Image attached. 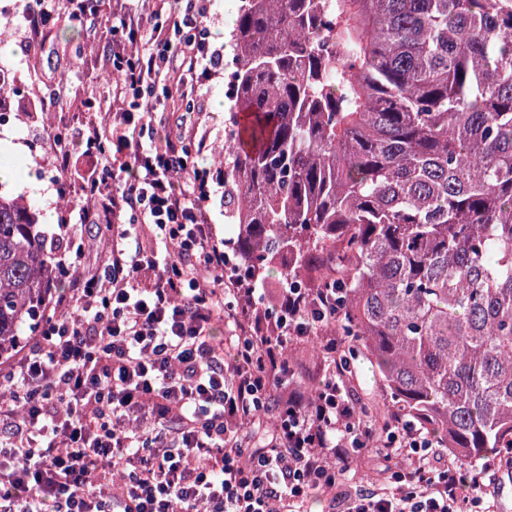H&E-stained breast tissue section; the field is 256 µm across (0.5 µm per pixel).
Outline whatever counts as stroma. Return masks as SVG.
<instances>
[{
  "label": "stroma",
  "instance_id": "obj_1",
  "mask_svg": "<svg viewBox=\"0 0 512 512\" xmlns=\"http://www.w3.org/2000/svg\"><path fill=\"white\" fill-rule=\"evenodd\" d=\"M114 6L115 0H105L101 20L73 30L68 27L67 9H60L44 37L26 47L22 44L26 31L21 24L24 0H0V28H7L6 38L13 45L12 56L0 63L10 69L18 87L17 94L0 104V111L15 115L10 129L22 146L17 155L19 165L36 172L46 182L39 208L58 215L63 209L58 205L56 187L50 182L55 173L53 144L44 138L45 111L34 92L39 89L52 95L56 122L67 126L72 135L85 129L91 118V113L85 110V100L94 101L100 113L116 110L113 83L107 78L112 67V32L108 20ZM223 96L224 73L219 70L203 88L204 116L197 129L212 145L224 141L226 114L217 104ZM346 386L356 407L378 406L389 410L390 405L382 396L381 375L367 354H357L354 373L347 378ZM398 466L394 458L388 460L371 452L359 454L337 482L335 495H314L304 508L306 512H344L346 496L364 488L387 487L389 471Z\"/></svg>",
  "mask_w": 512,
  "mask_h": 512
}]
</instances>
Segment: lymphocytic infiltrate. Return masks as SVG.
Returning a JSON list of instances; mask_svg holds the SVG:
<instances>
[{
    "instance_id": "lymphocytic-infiltrate-1",
    "label": "lymphocytic infiltrate",
    "mask_w": 512,
    "mask_h": 512,
    "mask_svg": "<svg viewBox=\"0 0 512 512\" xmlns=\"http://www.w3.org/2000/svg\"><path fill=\"white\" fill-rule=\"evenodd\" d=\"M154 0L145 27L112 16V64L124 71L111 122L89 123L78 144L92 160L63 197H89L69 240L105 227L97 269L68 292L48 290L40 331L0 367V512H300L310 491H334L352 459L380 449L403 457L389 488L363 490L345 512H491L480 495L491 463L463 475L421 424L393 417L376 441L347 390L332 288L246 287L205 209L221 172L199 165L206 138L186 135L218 65L211 0ZM179 66L184 105L156 137L147 101ZM234 330L214 344L216 317ZM318 338L314 390L285 383L289 346ZM275 412L269 447L243 431Z\"/></svg>"
}]
</instances>
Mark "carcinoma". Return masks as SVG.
I'll return each mask as SVG.
<instances>
[{"label":"carcinoma","instance_id":"obj_1","mask_svg":"<svg viewBox=\"0 0 512 512\" xmlns=\"http://www.w3.org/2000/svg\"><path fill=\"white\" fill-rule=\"evenodd\" d=\"M224 208L240 275L319 270L395 412L512 450V0H241ZM0 191V358L60 266Z\"/></svg>","mask_w":512,"mask_h":512}]
</instances>
